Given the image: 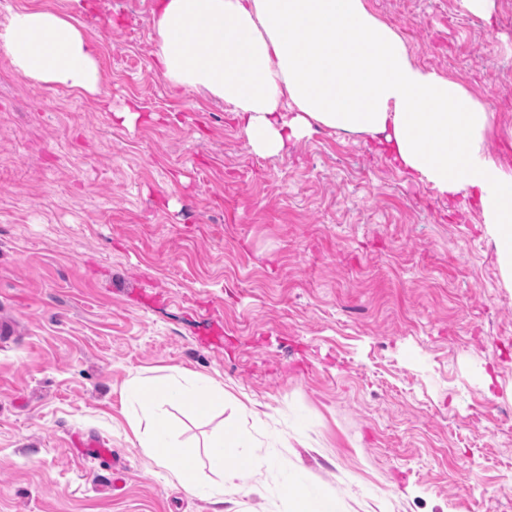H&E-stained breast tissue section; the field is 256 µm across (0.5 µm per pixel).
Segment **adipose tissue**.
Returning <instances> with one entry per match:
<instances>
[{"mask_svg": "<svg viewBox=\"0 0 512 512\" xmlns=\"http://www.w3.org/2000/svg\"><path fill=\"white\" fill-rule=\"evenodd\" d=\"M152 14L164 78L224 103L257 154H279L319 126L375 138L377 151L458 207H480L512 282V172L480 150L486 107L416 65L366 0H154ZM0 48L19 75L100 92L97 46L72 15L13 10Z\"/></svg>", "mask_w": 512, "mask_h": 512, "instance_id": "adipose-tissue-1", "label": "adipose tissue"}]
</instances>
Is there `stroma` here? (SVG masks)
I'll return each mask as SVG.
<instances>
[{"instance_id":"obj_1","label":"stroma","mask_w":512,"mask_h":512,"mask_svg":"<svg viewBox=\"0 0 512 512\" xmlns=\"http://www.w3.org/2000/svg\"><path fill=\"white\" fill-rule=\"evenodd\" d=\"M90 2L99 95L0 50V512H214L127 422L129 381L170 369L234 399L172 410L180 444L245 413L254 456L338 512H512V288L480 209L340 130L256 155L156 69L152 0ZM368 5L488 108L484 149L512 169V0L489 23L463 0ZM249 481L262 494L225 491L224 512H283L276 469Z\"/></svg>"}]
</instances>
